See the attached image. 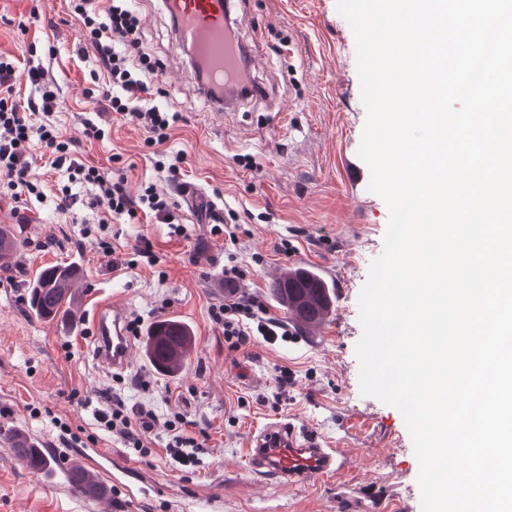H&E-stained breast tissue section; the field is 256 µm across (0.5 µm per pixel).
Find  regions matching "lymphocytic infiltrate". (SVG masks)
Returning a JSON list of instances; mask_svg holds the SVG:
<instances>
[{
  "label": "lymphocytic infiltrate",
  "instance_id": "lymphocytic-infiltrate-1",
  "mask_svg": "<svg viewBox=\"0 0 512 512\" xmlns=\"http://www.w3.org/2000/svg\"><path fill=\"white\" fill-rule=\"evenodd\" d=\"M71 9L80 21L79 38L89 49L105 77L97 86L95 100L101 111L115 112L127 120L143 125L149 133L148 144H164L178 121L176 112L149 106L157 79L154 63L139 50L141 20L138 13L127 7V0H106L102 8L92 6V0H70ZM12 62L0 58V185L13 192L14 199L33 192L29 179L28 150L32 139H39L53 156L56 169L65 170L68 183L57 196V207H72L75 195L72 184L97 186L106 199L110 215L131 219L145 216L160 223H170L173 215L170 204L154 183H145L139 198H132L124 179L105 178L98 168L84 164L75 156L72 143L60 139L50 118L57 108V94L43 67H31L28 80L39 96L21 108L12 101ZM42 115L43 124L32 122L33 115ZM245 272L239 266L224 269V285L231 299L212 305L209 314L213 322L222 325L224 337L231 348L250 345L260 336L267 343L289 336L288 324L271 316L264 304L254 295L243 292L240 283ZM151 417L142 407H127L121 398H113L109 409L98 411L95 420L108 431H119L129 447L139 453H149Z\"/></svg>",
  "mask_w": 512,
  "mask_h": 512
}]
</instances>
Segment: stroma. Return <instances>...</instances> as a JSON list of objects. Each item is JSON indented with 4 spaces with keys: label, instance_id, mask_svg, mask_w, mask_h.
<instances>
[{
    "label": "stroma",
    "instance_id": "35a3bbf8",
    "mask_svg": "<svg viewBox=\"0 0 512 512\" xmlns=\"http://www.w3.org/2000/svg\"><path fill=\"white\" fill-rule=\"evenodd\" d=\"M143 52L160 65L152 102L180 117L168 142L116 113H99L90 96L92 56L79 52V24L68 0H0V55L16 65L19 102L32 93L27 62L40 61L58 90L52 121L74 141L87 165L125 175L130 193L153 182L174 200L183 226L109 219L90 184L71 186V210L55 206L66 180L51 168L39 142L30 147V180L39 196L26 207L0 197V225L19 249L0 270V512H421L419 465L401 413L362 395L355 345L362 329L358 297L369 265L383 248L389 211L368 189L369 170L357 151L365 122L355 38L336 0H235L232 23L249 46L266 96L218 111L198 93L195 74L175 39L162 0H138ZM106 130L85 138L84 119ZM182 155L175 192L156 162ZM252 167H244L243 157ZM215 203L234 225L236 244L213 236L202 205ZM108 218L115 249L105 257L91 228ZM148 239L155 266L113 268L112 258ZM287 239L289 254L277 249ZM72 264L84 277L76 324L40 321L27 311L25 286L47 266ZM240 266L243 291L271 315L283 316L270 288L284 270L309 267L334 292L319 327L289 321L288 340L255 339L234 350L208 309L224 299V268ZM122 307L145 327L166 319L188 324L192 350L178 373L155 368L134 338L125 369L96 358L98 313ZM291 379L277 389L276 367ZM148 375L150 385L134 382ZM154 410L152 453L128 448L118 432L100 430L93 413L112 392ZM181 413L201 444L200 467L172 462L165 446L171 413ZM272 422H287L322 447L336 449L332 477L290 486L250 472L251 439ZM21 430L57 461L53 478L35 481L8 436ZM94 463L106 497L88 502L67 481L70 464Z\"/></svg>",
    "mask_w": 512,
    "mask_h": 512
}]
</instances>
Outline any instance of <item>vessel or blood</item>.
<instances>
[{"label":"vessel or blood","mask_w":512,"mask_h":512,"mask_svg":"<svg viewBox=\"0 0 512 512\" xmlns=\"http://www.w3.org/2000/svg\"><path fill=\"white\" fill-rule=\"evenodd\" d=\"M163 6L177 23L179 43L190 47L225 88L236 87L244 45L227 30L229 0H163ZM98 333L99 361L113 369L126 367L130 339L123 309L114 307L109 315L100 316ZM248 463L251 471L270 474L291 484L328 477L339 468L337 451L318 447L287 423L270 424L253 437Z\"/></svg>","instance_id":"obj_1"}]
</instances>
